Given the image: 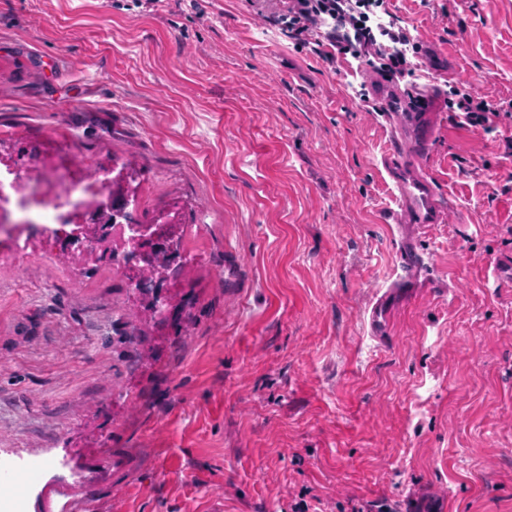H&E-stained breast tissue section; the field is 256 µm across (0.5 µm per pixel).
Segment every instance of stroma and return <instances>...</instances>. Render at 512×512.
<instances>
[{
    "label": "stroma",
    "instance_id": "1",
    "mask_svg": "<svg viewBox=\"0 0 512 512\" xmlns=\"http://www.w3.org/2000/svg\"><path fill=\"white\" fill-rule=\"evenodd\" d=\"M448 102L419 168L449 207L397 288L373 68L270 25L284 0H0V138L117 159L174 210L177 326L130 337L121 261L0 251V452L100 512H512V0H385ZM240 268L224 285V265ZM381 306L385 336L370 333ZM505 102H492L487 100L474 101L470 96H464L458 102L459 112L455 117L460 125L481 127L485 132H493L497 128V120L501 114L511 116V112H500Z\"/></svg>",
    "mask_w": 512,
    "mask_h": 512
}]
</instances>
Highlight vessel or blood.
I'll use <instances>...</instances> for the list:
<instances>
[{
    "mask_svg": "<svg viewBox=\"0 0 512 512\" xmlns=\"http://www.w3.org/2000/svg\"><path fill=\"white\" fill-rule=\"evenodd\" d=\"M377 115L387 127L390 143L380 159L392 191V204L380 215L381 223L399 236V257L405 277L402 287L412 288L419 282L423 265L415 242L408 236L409 228L425 224H441L446 210L437 198L433 182L427 173L418 171L416 163L425 155L431 140L434 119L442 111L440 95L430 90H415L403 94L387 79L376 78ZM41 462H24L21 472L1 471L0 488L17 487L19 473L38 479Z\"/></svg>",
    "mask_w": 512,
    "mask_h": 512,
    "instance_id": "1",
    "label": "vessel or blood"
}]
</instances>
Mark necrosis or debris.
Returning a JSON list of instances; mask_svg holds the SVG:
<instances>
[{"mask_svg":"<svg viewBox=\"0 0 512 512\" xmlns=\"http://www.w3.org/2000/svg\"><path fill=\"white\" fill-rule=\"evenodd\" d=\"M19 151L22 166L0 159V226L7 228L11 250L42 239L63 260L68 252L59 240L73 225L122 223V215L107 206L112 195L107 164L75 163L40 139L22 142Z\"/></svg>","mask_w":512,"mask_h":512,"instance_id":"1","label":"necrosis or debris"}]
</instances>
